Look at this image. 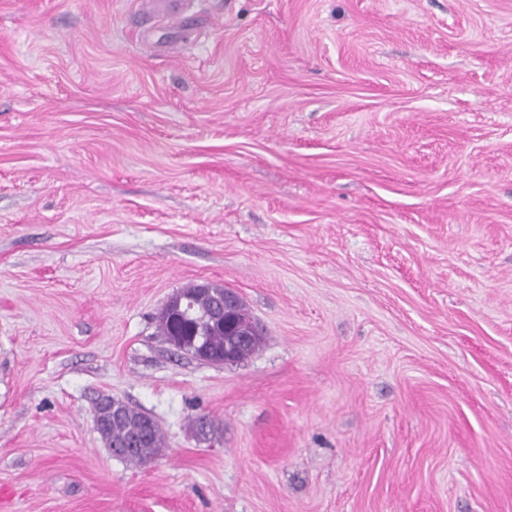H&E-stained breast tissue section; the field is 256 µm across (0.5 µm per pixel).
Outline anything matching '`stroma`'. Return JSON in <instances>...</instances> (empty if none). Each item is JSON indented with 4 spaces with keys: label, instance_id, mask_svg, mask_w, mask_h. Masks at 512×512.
<instances>
[{
    "label": "stroma",
    "instance_id": "35a3bbf8",
    "mask_svg": "<svg viewBox=\"0 0 512 512\" xmlns=\"http://www.w3.org/2000/svg\"><path fill=\"white\" fill-rule=\"evenodd\" d=\"M185 2L0 0V512H512V0ZM193 295L194 294L190 292L188 293V290L184 288L177 291L159 314L165 321L170 319L173 325V336H166L167 325L158 318L161 333L166 336L167 342L177 351H181L185 347L184 342H186L187 339L179 335V330L176 328L175 323L176 321L191 319V313L195 305ZM212 298L210 296H199L197 299L196 309L198 310L197 319L200 323H205L204 318L207 315V310L210 308ZM241 302L239 294L227 288L223 294V301L220 302V307L215 311L214 316L209 322L198 329V334L203 336L209 333L214 328L224 329V332L210 333L204 336V341L207 348L211 352L213 358H222L224 356V364H237L243 350L249 347L251 341L260 334L258 327L253 323L241 322L236 314V308ZM197 334V335H198ZM224 334L233 336V343L224 348ZM262 341L261 336H258L252 345L246 350L244 359H247L258 344ZM95 417L99 422L98 432L106 444L119 448L127 442L133 434V428L139 421L141 410L129 407L128 419L125 424H112L108 408L99 399L94 406ZM160 448H163V437L159 426L155 422L150 441L143 447L133 448L132 450L125 452L122 456H124L128 461L140 464V462H144L156 455Z\"/></svg>",
    "mask_w": 512,
    "mask_h": 512
}]
</instances>
